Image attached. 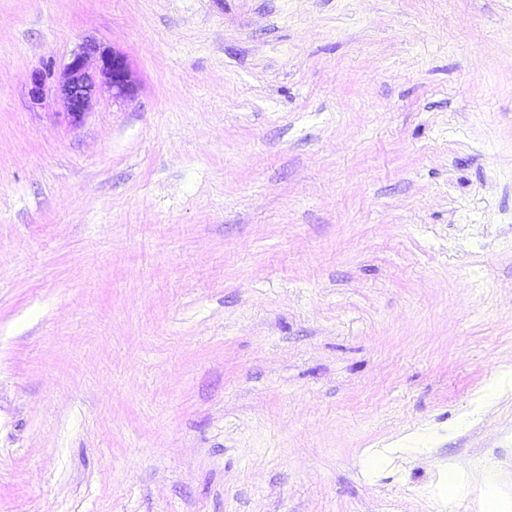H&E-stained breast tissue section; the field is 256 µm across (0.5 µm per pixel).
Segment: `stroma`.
Masks as SVG:
<instances>
[{"mask_svg":"<svg viewBox=\"0 0 512 512\" xmlns=\"http://www.w3.org/2000/svg\"><path fill=\"white\" fill-rule=\"evenodd\" d=\"M508 372L512 0H0V512H512ZM91 57L96 61L93 72L89 71ZM99 85L112 92L113 99L126 97L132 89L129 64L120 53L85 44L71 54L63 66L57 86L67 112L73 118H80L89 110Z\"/></svg>","mask_w":512,"mask_h":512,"instance_id":"1","label":"stroma"}]
</instances>
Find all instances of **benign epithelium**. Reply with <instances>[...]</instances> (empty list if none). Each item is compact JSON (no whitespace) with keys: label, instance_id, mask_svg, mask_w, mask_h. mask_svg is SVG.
<instances>
[{"label":"benign epithelium","instance_id":"7a95c632","mask_svg":"<svg viewBox=\"0 0 512 512\" xmlns=\"http://www.w3.org/2000/svg\"><path fill=\"white\" fill-rule=\"evenodd\" d=\"M54 72L37 70L30 77V93L33 99L43 98L47 83ZM104 86L112 92V98L126 97L132 89L129 64L120 53L87 44L73 52L63 66L57 90L67 109L75 119L90 108L97 87Z\"/></svg>","mask_w":512,"mask_h":512}]
</instances>
